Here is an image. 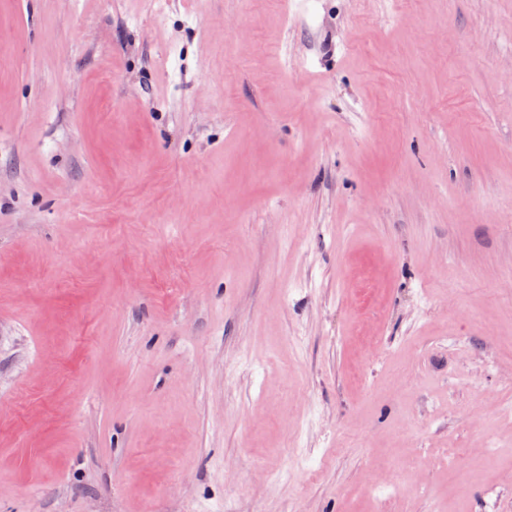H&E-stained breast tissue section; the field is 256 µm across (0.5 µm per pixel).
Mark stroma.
Wrapping results in <instances>:
<instances>
[{"instance_id":"1","label":"stroma","mask_w":512,"mask_h":512,"mask_svg":"<svg viewBox=\"0 0 512 512\" xmlns=\"http://www.w3.org/2000/svg\"><path fill=\"white\" fill-rule=\"evenodd\" d=\"M510 404L512 0H0V512H512Z\"/></svg>"}]
</instances>
